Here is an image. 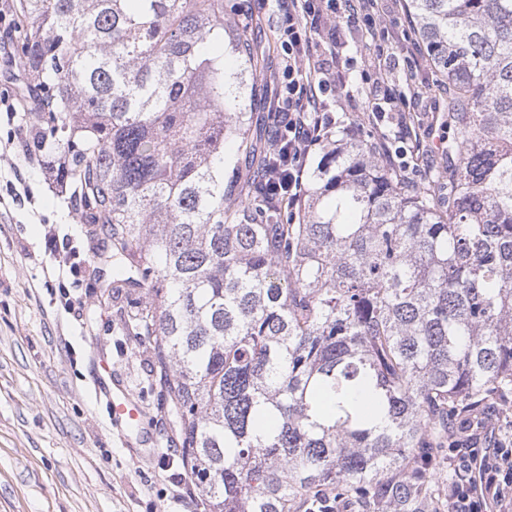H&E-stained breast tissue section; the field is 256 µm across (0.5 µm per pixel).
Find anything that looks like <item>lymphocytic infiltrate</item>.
<instances>
[{
	"mask_svg": "<svg viewBox=\"0 0 512 512\" xmlns=\"http://www.w3.org/2000/svg\"><path fill=\"white\" fill-rule=\"evenodd\" d=\"M384 0H275L281 30L288 46L280 79V93L272 110L276 116L273 152L287 154L288 173L279 182L288 194L289 207H296L304 190L307 159L324 141L327 130L337 119L328 102L340 80L338 46L340 32L347 29L369 37L373 45L370 64L381 69L384 32L379 23ZM333 21L327 48L313 54L309 30L321 20ZM369 93V110L375 120L388 121L396 144L395 155L412 130L409 112L413 102L396 85L377 78ZM469 421H460L458 432L448 439V512H487L489 506H512V433L501 430L494 449L481 448L478 436L471 434Z\"/></svg>",
	"mask_w": 512,
	"mask_h": 512,
	"instance_id": "1",
	"label": "lymphocytic infiltrate"
}]
</instances>
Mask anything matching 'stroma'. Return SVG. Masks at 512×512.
Wrapping results in <instances>:
<instances>
[{
  "label": "stroma",
  "mask_w": 512,
  "mask_h": 512,
  "mask_svg": "<svg viewBox=\"0 0 512 512\" xmlns=\"http://www.w3.org/2000/svg\"><path fill=\"white\" fill-rule=\"evenodd\" d=\"M384 48L396 63L385 76L423 92L411 125L427 146L418 190L432 188L445 158L440 137L448 124V84L432 68L407 0H387ZM249 33L264 52L254 69L235 49ZM342 52L345 91L332 109L383 145L368 122L367 81L374 77L360 33L347 34ZM283 51L276 12L265 0H245L242 14L224 17V70L242 75L246 94L236 103L253 115L252 137L266 148L275 136L269 112ZM0 118V512H200L178 456L168 453L172 424L160 385L146 364L147 346L128 335L120 307L102 296L92 251L96 244L71 193L36 169L24 167L21 144H7ZM56 230L77 252L78 271L67 295L45 282V235ZM125 384L144 410L142 426L159 434L157 448L113 425L96 384Z\"/></svg>",
  "instance_id": "stroma-1"
}]
</instances>
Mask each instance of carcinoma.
Wrapping results in <instances>:
<instances>
[{
  "instance_id": "1",
  "label": "carcinoma",
  "mask_w": 512,
  "mask_h": 512,
  "mask_svg": "<svg viewBox=\"0 0 512 512\" xmlns=\"http://www.w3.org/2000/svg\"><path fill=\"white\" fill-rule=\"evenodd\" d=\"M18 52L83 223L107 245L203 512H430L455 419L512 390V0H408L448 80L418 191L353 128L293 213L249 160L224 0H19Z\"/></svg>"
}]
</instances>
